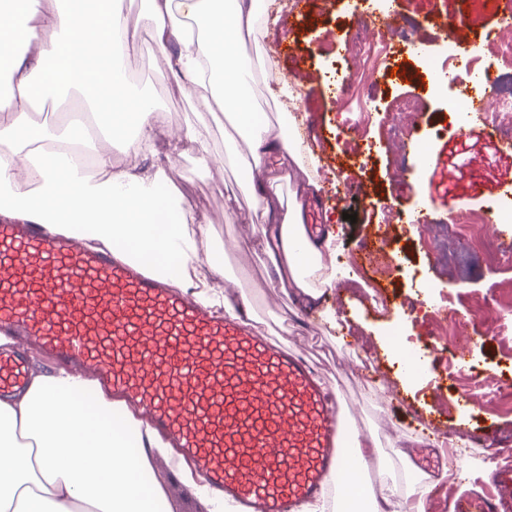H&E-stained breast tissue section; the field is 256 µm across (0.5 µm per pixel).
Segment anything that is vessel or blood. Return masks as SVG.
<instances>
[{"mask_svg":"<svg viewBox=\"0 0 512 512\" xmlns=\"http://www.w3.org/2000/svg\"><path fill=\"white\" fill-rule=\"evenodd\" d=\"M435 24L470 41L464 15ZM388 226L361 243L376 264ZM0 396L24 389L38 353L90 375L168 435L178 461L237 512H297L328 496L347 466L348 432L304 353L259 335L247 310L212 316L141 268L47 236L0 225Z\"/></svg>","mask_w":512,"mask_h":512,"instance_id":"obj_1","label":"vessel or blood"}]
</instances>
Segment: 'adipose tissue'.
<instances>
[{
  "mask_svg": "<svg viewBox=\"0 0 512 512\" xmlns=\"http://www.w3.org/2000/svg\"><path fill=\"white\" fill-rule=\"evenodd\" d=\"M160 49L177 43L169 64L201 112L228 118L246 144L247 174L258 175L252 221L272 273L268 287H293L315 302L336 288L333 237L304 235L301 202L284 206V174L305 166L293 123L271 132L253 110L251 64L243 37L265 12L260 0H147ZM125 0H0V219L42 225L52 235L110 250L200 304L237 315L245 292L223 291L224 254L201 253L189 230L198 218L172 178L173 161L192 150L211 165L208 131L187 127L160 141L164 112L130 90L122 64L140 30L122 20ZM82 99L100 119L102 139L81 121H31L36 103ZM126 142L122 157L112 146ZM85 146L92 166L72 157ZM374 433L354 431L352 467L334 502L319 512H423L393 477L369 492L358 474L377 453ZM167 443L85 377L59 368L33 377L24 394L0 400V512H171L153 477Z\"/></svg>",
  "mask_w": 512,
  "mask_h": 512,
  "instance_id": "1",
  "label": "adipose tissue"
}]
</instances>
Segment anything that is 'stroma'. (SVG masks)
I'll return each instance as SVG.
<instances>
[{
    "label": "stroma",
    "instance_id": "1",
    "mask_svg": "<svg viewBox=\"0 0 512 512\" xmlns=\"http://www.w3.org/2000/svg\"><path fill=\"white\" fill-rule=\"evenodd\" d=\"M462 0H390V14L405 31L415 32L432 51H439L442 33L429 23L434 14L460 12ZM349 0H308L304 11L286 12L278 27L256 28L245 40L254 79L251 87L253 106L269 124L278 121V107L267 75L283 76L295 86L297 115L304 122L298 130L303 146L320 159L310 174H296L282 182L285 202L305 178L321 186L320 192L305 197L306 221L321 225L336 236V248L342 254V266L353 269V257L361 241L376 233L379 225L391 224L402 250V269L384 279L392 303L375 306L372 294L362 283L341 288L340 296L326 300L324 307L345 317L347 326L332 329L321 315L322 307L305 303L296 294L272 291L263 285L272 268L262 250L255 246L250 224L251 188L238 156L246 145L237 140L225 117H212L197 111L188 92L168 82V56L155 44L150 30L144 29L146 0H127L124 20L141 25L137 47L130 51L125 66L137 93L159 103L167 112L173 132L189 125H207L215 162L202 168L194 153L174 161V176L179 190L194 207L200 226L196 233L206 248L224 253V273L251 291L253 322L262 333H276L278 340L292 346L314 361L318 374L345 404L350 419L361 430H373L380 442L375 459L365 476L368 487H375L383 471H392L402 489L428 485L424 471L407 467L397 457L398 447H406L416 456L419 439L446 436L458 441L454 465L435 485H430L427 512H454L457 501L466 497H484L496 487H512V465L493 468L483 449L469 446L471 436L490 437L498 456H512V413L492 408L468 409L457 402L453 384L439 386L438 373L445 356L434 347L430 312L423 290L415 279H423L435 291H452L458 297L453 308L468 322L465 335L480 339L477 352L481 366L503 376L501 395L512 399V351L502 348V328L492 299L495 290L512 285V263L487 266L477 256L467 253L465 240H457L458 253L453 258L436 257L433 244L449 224L459 207L478 206L479 199L466 193L472 176L486 180L484 196H498L512 184V153H499L487 141L469 136L448 116L446 97L424 91L422 69L411 58H404L402 79L374 80L362 57L349 53L352 39L348 16ZM496 0H483L470 12L468 24L473 39L466 51L479 71L497 73L493 57L485 51L480 36L497 23ZM337 32L341 40L327 44L328 32ZM295 34L290 55L280 56L275 46L288 34ZM354 76L357 90L346 95L342 83ZM369 108L367 136L375 145L370 162L357 155L361 138L350 131L349 123L361 108ZM414 128L431 141L430 154L447 159L451 149L462 144L463 155L455 159L449 185L419 176L418 157L398 151L391 143L396 124ZM323 129L322 141H315V129ZM352 168L354 183L347 192L337 193L336 182L343 179L345 168ZM452 188L455 198L444 202L445 188ZM237 203L234 212L224 210L225 196ZM426 209L425 227L413 226L411 220L419 209ZM417 301L415 312L402 310V298ZM411 338L416 345L430 344L425 362L428 374L409 379L402 365L393 359V334ZM367 359L369 371L357 372L359 359ZM443 422L441 431L429 426L430 418ZM498 472V483H491L489 472ZM153 475L165 490L173 512H206V506L183 474L168 470L164 459H156Z\"/></svg>",
    "mask_w": 512,
    "mask_h": 512
}]
</instances>
